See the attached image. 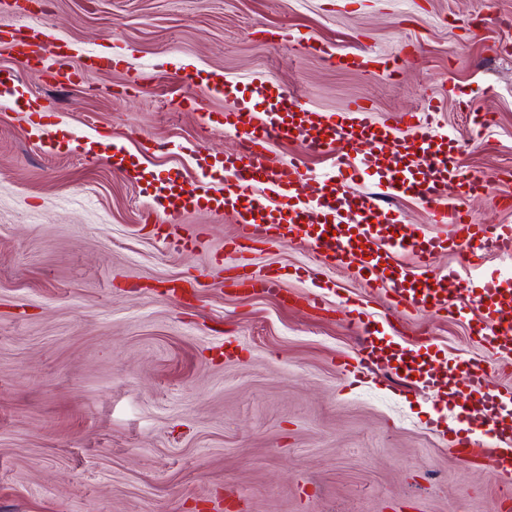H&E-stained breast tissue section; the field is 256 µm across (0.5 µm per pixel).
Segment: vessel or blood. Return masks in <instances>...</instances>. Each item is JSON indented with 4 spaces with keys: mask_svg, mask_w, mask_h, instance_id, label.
I'll return each mask as SVG.
<instances>
[{
    "mask_svg": "<svg viewBox=\"0 0 512 512\" xmlns=\"http://www.w3.org/2000/svg\"><path fill=\"white\" fill-rule=\"evenodd\" d=\"M323 57L331 65L352 67L362 72L370 71L373 63L368 54L347 58L327 51ZM208 90L233 97L235 108L226 113L225 124L235 131L241 143L235 161L224 165L221 203L237 216L235 235L224 242L226 250L241 254L261 244L302 235L310 240L319 259L318 266L307 268L308 277H317L322 266L336 262L356 263L363 268L369 266L377 279L389 280L392 310H447L445 278L431 270L428 250L418 247L408 236L390 241L381 248L374 246V230L370 223L377 209L374 199H366L357 212L339 210L349 194L350 181L374 163L373 158L353 155V148L365 140L387 141L397 161L401 162L408 157L405 139L392 137L390 130L352 120V113L366 109L365 104L357 100L349 104V116L319 114L314 133L302 140L303 148L309 153L324 155L338 141L345 151L336 179L325 183L321 195L309 199L304 194V172L293 165L277 169L268 163L271 147L295 136V126L277 118L278 113L287 111V101L278 102L275 115L259 123L255 120L252 97L236 86L216 80L209 84ZM396 122L410 131L429 130L437 125L438 113L431 108L422 113L404 112L397 115ZM433 151L432 138L421 139L420 152L428 162L422 178L417 181L401 176L395 168H380L387 195L412 194L428 209L433 223L452 225L455 237L470 249L469 266H480L483 258L492 253L511 255L512 227L474 223L469 212L449 206L445 196L444 189L454 178L459 179L467 192L488 190L487 175H458L449 167L447 159L433 158ZM400 250L411 255L412 264L410 268L399 269L395 275H388L387 263L393 253ZM278 283L277 271L255 272L244 262L233 266L225 278L226 286H248L264 293L275 292ZM489 318L490 332L485 335V342L492 345L497 359L512 357V299L490 311ZM382 352V347L374 340H366L358 350L353 373L372 367ZM461 367L466 378L468 401L455 410L456 428L451 452L463 464L483 457L495 458L499 472L511 476L512 431L499 414L501 396L490 387V369L481 362L470 360L462 361Z\"/></svg>",
    "mask_w": 512,
    "mask_h": 512,
    "instance_id": "b4317fda",
    "label": "vessel or blood"
}]
</instances>
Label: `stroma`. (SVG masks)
I'll list each match as a JSON object with an SVG mask.
<instances>
[{
  "label": "stroma",
  "instance_id": "35a3bbf8",
  "mask_svg": "<svg viewBox=\"0 0 512 512\" xmlns=\"http://www.w3.org/2000/svg\"><path fill=\"white\" fill-rule=\"evenodd\" d=\"M507 16L512 0H0V26L39 24L73 48L68 63L24 68L0 46V85L38 98L0 108V512H492L503 480L449 454V406L428 376L491 361L483 301L512 295V258L469 272L452 227L404 195L383 203L385 220L433 243L448 311L391 316L385 287L353 265L308 278L317 258L295 237L249 254L278 271V295L226 286L237 258L212 256L236 228L216 204L239 150L223 123L233 102L196 109L182 78L263 87L262 111L284 95L326 113L360 99L367 122L389 127L432 107L463 172L491 175L512 169ZM319 44L407 58L391 81L329 66ZM481 113L492 122L471 134ZM272 160L305 172L310 196L336 173V154L295 141ZM172 184L185 190L179 235L205 232L192 251L153 227ZM506 194L512 179L448 186L480 224L512 225ZM175 278L200 286L162 295ZM349 301L383 336L405 331L413 376L382 358L349 382L341 364L363 341Z\"/></svg>",
  "mask_w": 512,
  "mask_h": 512
}]
</instances>
